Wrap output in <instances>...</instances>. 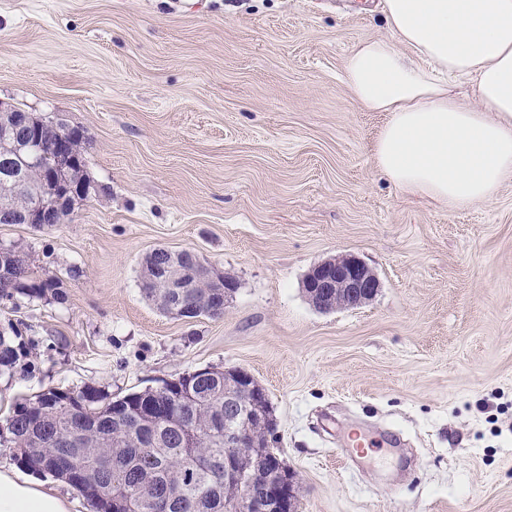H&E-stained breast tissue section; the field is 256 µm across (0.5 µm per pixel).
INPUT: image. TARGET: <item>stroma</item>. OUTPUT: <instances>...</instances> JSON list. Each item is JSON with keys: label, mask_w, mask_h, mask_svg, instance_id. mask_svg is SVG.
<instances>
[{"label": "stroma", "mask_w": 512, "mask_h": 512, "mask_svg": "<svg viewBox=\"0 0 512 512\" xmlns=\"http://www.w3.org/2000/svg\"><path fill=\"white\" fill-rule=\"evenodd\" d=\"M380 0H0V99L79 131L89 195L0 248L65 303L0 301L28 355L0 419L48 390L103 401L205 367L264 388L298 512H512V185L458 210L373 160L386 113L342 81ZM233 278L223 317L163 314L152 249ZM354 254L380 287L322 312L303 280ZM379 446L362 459L350 427Z\"/></svg>", "instance_id": "stroma-1"}]
</instances>
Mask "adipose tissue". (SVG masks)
<instances>
[{
    "mask_svg": "<svg viewBox=\"0 0 512 512\" xmlns=\"http://www.w3.org/2000/svg\"><path fill=\"white\" fill-rule=\"evenodd\" d=\"M390 35L357 43L342 80L387 113L376 167L398 188L459 209L512 184V0H384ZM470 81L457 93L452 81ZM0 512H68L54 488L0 467Z\"/></svg>",
    "mask_w": 512,
    "mask_h": 512,
    "instance_id": "ef3b65f1",
    "label": "adipose tissue"
}]
</instances>
